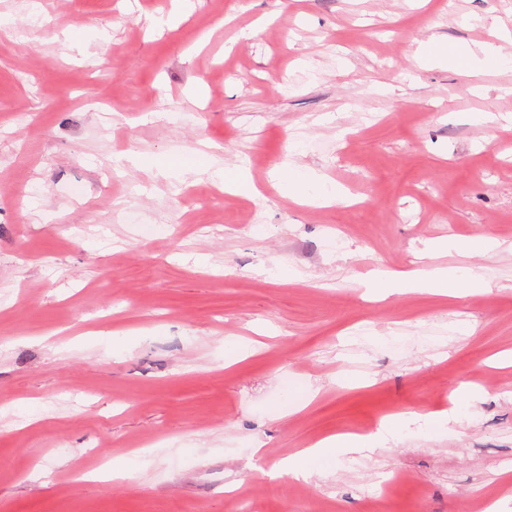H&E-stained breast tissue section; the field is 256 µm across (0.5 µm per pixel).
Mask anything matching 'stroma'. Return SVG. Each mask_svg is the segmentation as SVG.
Segmentation results:
<instances>
[{"label":"stroma","mask_w":512,"mask_h":512,"mask_svg":"<svg viewBox=\"0 0 512 512\" xmlns=\"http://www.w3.org/2000/svg\"><path fill=\"white\" fill-rule=\"evenodd\" d=\"M42 2L0 0V512H369L396 470L397 512H512V0ZM423 250L488 289L366 295ZM395 420L384 421L379 425L376 433L367 440H355L344 436H330L306 448L301 457H286L273 469L263 474L274 482L278 478L288 475L296 480H306L313 475L315 464L329 454L338 452L342 455H366L386 444V435L396 426Z\"/></svg>","instance_id":"stroma-1"}]
</instances>
